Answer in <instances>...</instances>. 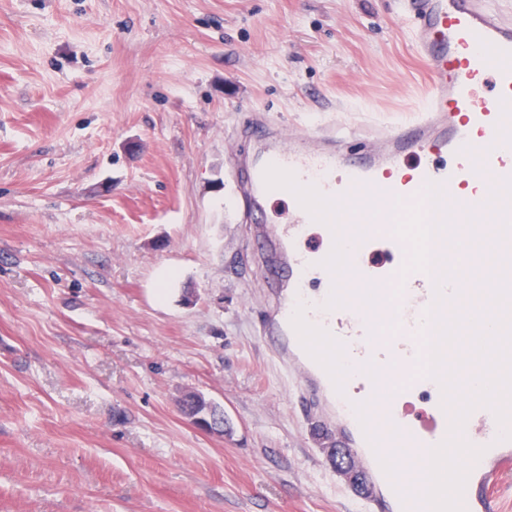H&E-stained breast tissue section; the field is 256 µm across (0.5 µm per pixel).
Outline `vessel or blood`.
<instances>
[{
  "instance_id": "obj_1",
  "label": "vessel or blood",
  "mask_w": 512,
  "mask_h": 512,
  "mask_svg": "<svg viewBox=\"0 0 512 512\" xmlns=\"http://www.w3.org/2000/svg\"><path fill=\"white\" fill-rule=\"evenodd\" d=\"M401 19L426 68L424 100L407 120L384 126L365 150L348 133L318 128L263 141L246 159L238 184L244 213L264 210L270 194L288 196L293 217L267 228L273 263L289 272L288 293L273 312L280 355L303 382L331 404L349 460L365 467L384 508L388 487L398 512H428L432 451L450 436L451 416L441 383L419 379L431 397L421 419L404 422L382 396L396 365L410 366L442 317L470 315L473 289L486 293L489 312L512 304V19L488 0H402ZM419 163L409 179L390 182L408 155ZM417 207L420 223L436 228L412 266H375L364 255L378 240L404 255L410 241L392 231L396 205ZM323 229L305 244L310 225ZM397 326L386 342L385 322ZM470 333L442 345L446 368L464 377L473 359ZM344 345L355 379L343 377L335 348ZM461 438L479 449L469 461L462 494L472 512L484 490L512 469V421L488 406L472 409Z\"/></svg>"
}]
</instances>
